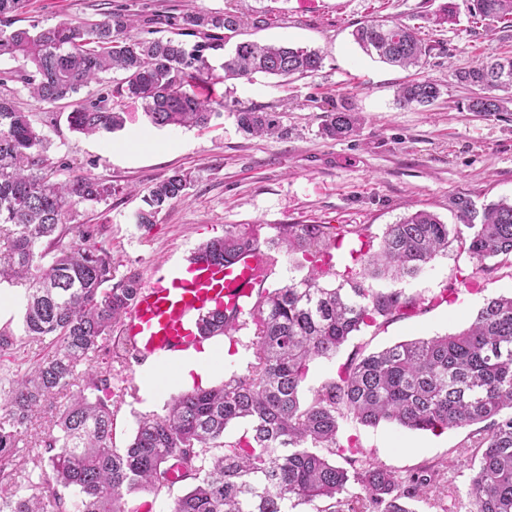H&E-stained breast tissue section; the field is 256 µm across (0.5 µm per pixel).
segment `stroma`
<instances>
[{"mask_svg": "<svg viewBox=\"0 0 512 512\" xmlns=\"http://www.w3.org/2000/svg\"><path fill=\"white\" fill-rule=\"evenodd\" d=\"M230 2L252 18L263 10L269 13L267 24L247 27L248 39L318 50L323 64L287 84L258 74L202 86V94L228 105L205 128L156 127L147 121L141 102L115 98L112 106L127 115L125 127L103 135L79 134L69 126V112L106 93L119 74H107L103 83L48 105L36 102L21 81L23 60L0 58V95L30 113L46 135L54 180L88 175L116 186L112 197L78 205L67 221L102 226L97 242L124 270L147 277L154 265L189 257L200 244L240 225L253 226L263 239L274 236L280 224H362L379 234L385 225L418 210L456 223L451 200L459 194L478 205L512 201V111H469L478 90L456 77L486 57L511 51L512 28L486 26L469 15L466 0H455L454 16L445 22L440 19L445 0H30L18 24L47 27L96 19L115 9L144 17L179 16L221 11ZM376 18L419 28L431 48L425 69L391 66L361 50L352 32ZM417 76L436 80L440 98L426 108L399 104V86ZM235 105L276 113L285 135L244 134L231 112ZM343 108L359 116V131L342 140L324 137L325 120ZM178 169L192 177L186 198L163 210L152 226L137 224L147 190ZM473 267L467 254L452 252L403 281L410 293L428 296L447 289L449 300L361 332L332 359L315 361L302 387L304 396L333 376L358 346L376 351L459 331L486 297L512 294V275L506 273L473 289ZM93 366L122 368L127 379L129 390L120 395L114 420L119 448L131 438L139 416L162 413L180 391L170 383L149 395L147 370L114 354L94 360ZM59 405L56 399L47 402L29 422L24 452L16 461L19 484L37 480L36 445L52 430ZM468 435L465 428L436 436L387 423L349 422L341 424L338 439H356L364 462L398 474L438 465L437 493L417 503L418 512H472L474 456L464 445Z\"/></svg>", "mask_w": 512, "mask_h": 512, "instance_id": "obj_1", "label": "stroma"}]
</instances>
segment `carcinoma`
<instances>
[{
  "label": "carcinoma",
  "mask_w": 512,
  "mask_h": 512,
  "mask_svg": "<svg viewBox=\"0 0 512 512\" xmlns=\"http://www.w3.org/2000/svg\"><path fill=\"white\" fill-rule=\"evenodd\" d=\"M29 0H0V57H21L37 101L53 104L119 72L115 87L68 115L72 130L113 132L125 125L114 97L141 102L156 127L204 128L220 116L224 101L198 92L215 71L214 54L239 35L247 21L231 6L192 11L170 19L142 20L121 12L86 22H60L39 30L16 28ZM474 16L512 24V0H473ZM172 23L197 38L191 46L172 38L140 39L139 24ZM353 37L369 56L400 66L424 67L429 47L418 30L390 20L361 23ZM317 50L251 40L222 55V79L254 74L287 79L322 67ZM460 82L483 94L472 112H504L512 98V55L490 58L458 72ZM440 95L433 80L403 84L397 100L428 106ZM237 125L255 136L283 134L277 116L256 108L233 112ZM360 119L347 110L331 114L322 134H355ZM191 176L175 171L155 183L136 213L142 226L187 195ZM119 191L99 179H51L45 138L31 116L0 96V283L24 287L22 335L44 342L51 357L0 382V512H140L127 508L135 493L157 496L173 477L190 483L171 512H293L323 499L320 512H415L428 498L435 472L398 475L365 464L358 444L337 440L341 423H392L410 430H451L479 425L461 444L475 449L473 512H512V296L486 300L472 323L453 334L400 342L369 354L356 350L310 399L302 384L310 365L331 358L356 333L381 328L448 299V289L426 297L403 288H378L379 280L417 275L452 247L475 260L473 274L489 279L512 270V202L480 207L465 195L452 199L459 223H443L417 211L386 225L377 236L367 225L281 224L260 239L249 227L234 228L198 251L231 263L255 245L276 266L281 254L299 255V278L281 288L261 280L244 316L235 309L202 316V338L251 332L253 360L214 387L170 399L164 413L141 417L124 448L112 441V370L79 367L109 352L115 328L133 305L140 278L118 274L112 254L94 231L66 223L78 204L98 203ZM357 245L354 266L339 268L332 249ZM77 385L59 410L57 431L39 443L41 481L24 493L16 480L19 442L38 409ZM245 423L243 432L229 431ZM342 462H337V459Z\"/></svg>",
  "instance_id": "obj_1"
}]
</instances>
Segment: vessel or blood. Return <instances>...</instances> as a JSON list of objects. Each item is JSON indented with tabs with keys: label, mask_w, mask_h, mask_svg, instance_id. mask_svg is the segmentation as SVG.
Here are the masks:
<instances>
[{
	"label": "vessel or blood",
	"mask_w": 512,
	"mask_h": 512,
	"mask_svg": "<svg viewBox=\"0 0 512 512\" xmlns=\"http://www.w3.org/2000/svg\"><path fill=\"white\" fill-rule=\"evenodd\" d=\"M268 267L267 255L259 250L227 266L203 258L155 266L124 322L136 363L152 366L197 348L200 316L244 309Z\"/></svg>",
	"instance_id": "b4317fda"
}]
</instances>
